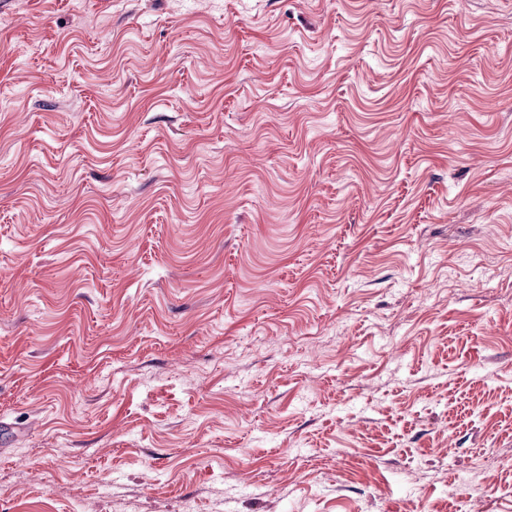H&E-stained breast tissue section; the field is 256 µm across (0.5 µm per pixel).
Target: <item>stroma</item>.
<instances>
[{"label": "stroma", "mask_w": 512, "mask_h": 512, "mask_svg": "<svg viewBox=\"0 0 512 512\" xmlns=\"http://www.w3.org/2000/svg\"><path fill=\"white\" fill-rule=\"evenodd\" d=\"M508 485L512 0H0V512Z\"/></svg>", "instance_id": "35a3bbf8"}]
</instances>
